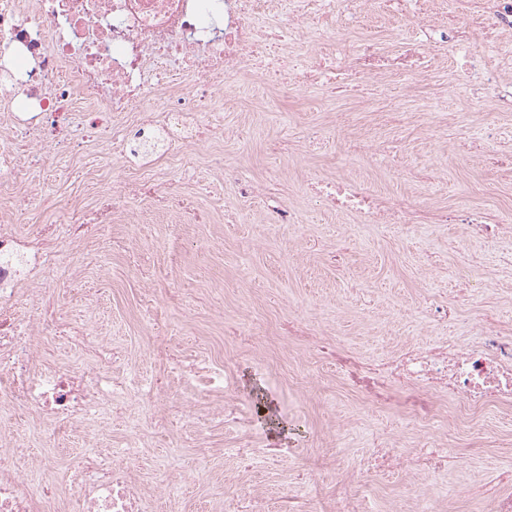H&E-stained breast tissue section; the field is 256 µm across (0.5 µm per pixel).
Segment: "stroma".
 <instances>
[{
    "label": "stroma",
    "mask_w": 512,
    "mask_h": 512,
    "mask_svg": "<svg viewBox=\"0 0 512 512\" xmlns=\"http://www.w3.org/2000/svg\"><path fill=\"white\" fill-rule=\"evenodd\" d=\"M421 26L413 18L368 17L347 42L369 36L394 53L417 43ZM430 51L431 70L395 104L381 77L367 86L364 105L318 87L272 96L228 79L213 117L224 126L221 152L233 174L219 178L210 151L198 152L177 186L180 209L162 212L150 196L132 194L139 175L132 158L107 170L92 155L57 157L49 166L47 193L63 203L79 197L86 224H94L96 200L111 188L126 194L132 217L85 244L80 293L68 290L67 265L55 269L61 335L79 325L106 339L143 362L174 404L186 395L175 361L211 358L217 378L198 412L223 407V377L231 375L239 398L253 405L252 447L292 443L298 459L268 457L240 470L228 454L240 437L218 419L197 435L181 422L156 417L133 449L123 418L49 446L41 441V424L21 411L0 409V429L29 432L32 456L53 459L61 478L89 449L128 448L143 479L176 465L180 512H227L233 496L256 488L268 512H277L283 488L296 487L302 466L313 470L319 495L328 499L340 465L359 472L366 512H395L405 504L404 476L367 474V460L382 439H395L405 452L426 435L446 436L453 448L476 443L486 450L462 463L466 493L455 481L425 477L420 488L432 500L449 497L454 512H474L477 494L512 493V409L486 411L456 427L433 422L417 429L363 404L298 336L302 330L331 333L355 354L382 358L429 335L471 340L486 312L512 324V257L506 250L468 242L461 224H416L403 234L357 223L307 196L306 177L364 175L377 194L415 196L440 209L512 207V177L463 145L471 132L512 154V143L496 140L512 131V109L480 111L487 90L465 81L457 67L461 49L434 44ZM356 141L374 144L376 154L349 155ZM245 181L258 185L255 196H240ZM278 201L295 205L300 223H273L269 207ZM477 278L487 290L467 291ZM439 301L456 315L431 330L422 307ZM201 467L208 479L195 478Z\"/></svg>",
    "instance_id": "35a3bbf8"
}]
</instances>
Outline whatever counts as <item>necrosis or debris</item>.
<instances>
[{
  "label": "necrosis or debris",
  "mask_w": 512,
  "mask_h": 512,
  "mask_svg": "<svg viewBox=\"0 0 512 512\" xmlns=\"http://www.w3.org/2000/svg\"><path fill=\"white\" fill-rule=\"evenodd\" d=\"M360 0H0V171L8 182L24 184L44 209L63 212L70 224L83 221L78 205L61 210L45 194L32 168L35 145L91 153L103 161L143 159L144 185L158 201L174 196L164 175L181 170L189 150L203 141L223 139V126H205L216 93L235 75L269 89L295 80L355 92L369 78L390 75L412 87L428 59L420 48L385 52L363 40L344 51V27L359 21ZM344 24L332 28L330 20ZM512 33V0H448V22L435 30L436 41L466 50L465 71L484 80L486 61L475 49L481 40ZM317 41L326 50L311 65L294 63L289 51ZM164 100L161 111L149 108ZM310 193L336 214L361 224L407 229L418 223L465 224L471 241H512V210L489 213L465 205L429 213L415 202L372 193L366 182L336 177L314 179ZM18 210L0 201V402L25 407L43 425V440L61 432L101 424L136 396L148 415L166 409L182 420L204 394L191 390L183 404L165 406L164 393L135 365L109 374L101 367L114 359L112 348L74 327L70 340L85 362L37 360L30 333L55 341L60 309L48 298L47 271L59 260L65 240L31 236L18 229ZM470 342L422 341L375 360L361 356L337 360V370L353 367L355 391L365 402L389 393L414 426L446 408L449 419H464L489 409L512 407V334L498 318L485 316ZM0 512H153L155 492H166L171 477L154 487L137 479L126 456L90 452L80 457L65 486L29 493V443L24 433L0 434ZM459 451L441 439L423 438L417 448L397 452L394 439L381 442L368 463L376 473L398 470L411 483L445 476L456 467ZM284 491L281 512H361L354 476L335 473L336 501L325 508L308 488Z\"/></svg>",
  "instance_id": "4bbe7bcc"
}]
</instances>
